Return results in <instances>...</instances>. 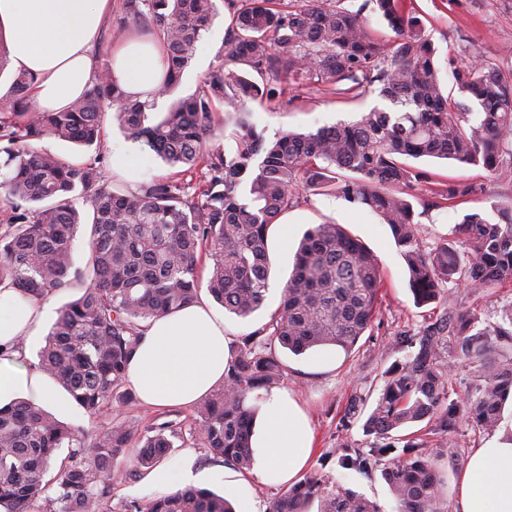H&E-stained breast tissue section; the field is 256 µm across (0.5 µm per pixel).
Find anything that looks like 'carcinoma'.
Here are the masks:
<instances>
[{"label":"carcinoma","instance_id":"carcinoma-1","mask_svg":"<svg viewBox=\"0 0 512 512\" xmlns=\"http://www.w3.org/2000/svg\"><path fill=\"white\" fill-rule=\"evenodd\" d=\"M393 35H372L361 11L336 0H224L231 22L225 61L197 89L172 103L158 121L153 106L129 98L106 70L60 112H36L33 75L15 72L0 97V291L41 301L73 284L83 293L57 311L38 373L53 379L90 416L133 402L129 361L150 323L194 303L205 288L224 310L246 318L264 305L270 286V227L298 203V190L339 196L388 225L409 274L417 305L437 302L441 285L463 277L492 288L512 282V207L462 215L452 243L426 249L408 191L430 183L409 160L451 159L480 166L495 181L512 180V74L490 59L477 65L448 57L453 87L480 117L460 111L445 88L435 48L405 0H372ZM117 44L129 25L156 30L167 68L158 94L171 96L195 57L202 32L218 14L215 0H122ZM350 82L377 87L383 101L348 124L272 139L251 122V104L271 103L290 87L311 84L336 93ZM224 105V136L234 149L208 146L216 104ZM147 147L169 173L116 187L104 172L102 116ZM47 138L90 155L65 159L37 147ZM485 194L484 184L450 181L433 206L456 207ZM89 257L74 267L79 228ZM210 260L202 282L200 260ZM378 258L342 225L308 228L278 309L231 350L224 385L197 403L193 421L148 425L111 420L88 432L69 426L30 399L0 407V509L4 512H233L214 492L195 487L112 506L114 466L130 457L135 476L153 470L179 441L210 449L250 469L258 406L251 398L277 386L284 368L279 344L295 355L354 347L378 310ZM453 341L474 365L475 385L461 403L448 402ZM404 362L383 372L384 384L363 423L366 448H343L345 470L380 471L398 512H444V481L420 425L451 443L465 419L496 430L512 394V309L502 321L476 312H443L423 330ZM68 449L54 476L55 452ZM378 512L368 499L339 489L325 475L281 492L269 512Z\"/></svg>","mask_w":512,"mask_h":512}]
</instances>
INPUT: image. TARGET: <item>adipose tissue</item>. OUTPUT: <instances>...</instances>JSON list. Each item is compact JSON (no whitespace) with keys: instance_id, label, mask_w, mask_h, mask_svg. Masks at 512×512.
<instances>
[{"instance_id":"obj_1","label":"adipose tissue","mask_w":512,"mask_h":512,"mask_svg":"<svg viewBox=\"0 0 512 512\" xmlns=\"http://www.w3.org/2000/svg\"><path fill=\"white\" fill-rule=\"evenodd\" d=\"M113 7L114 0H0V51L9 68L35 75L37 110H65L103 68L127 95L153 102L164 71L162 44L133 37L101 55L98 33ZM50 312L47 303L12 293L0 297V344L10 348L0 354V406L28 397L52 400V388L12 348L17 339L38 335ZM228 358L224 318L202 300L150 324L127 381L146 405L191 406L223 385ZM261 423L254 477L265 485L294 484L312 454L306 414L287 392L273 390L265 396ZM452 491L453 512H512V431L471 449Z\"/></svg>"}]
</instances>
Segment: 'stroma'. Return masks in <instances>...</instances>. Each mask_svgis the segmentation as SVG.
Listing matches in <instances>:
<instances>
[{
  "instance_id": "obj_1",
  "label": "stroma",
  "mask_w": 512,
  "mask_h": 512,
  "mask_svg": "<svg viewBox=\"0 0 512 512\" xmlns=\"http://www.w3.org/2000/svg\"><path fill=\"white\" fill-rule=\"evenodd\" d=\"M413 6L432 36L440 70H447V58L452 54L467 61L489 57L503 71L512 70V51L508 54L503 51L504 46L512 48V0H413ZM229 21L227 9H220L183 74L179 95L193 93L203 75L221 60L226 51L224 35ZM379 102L374 91L366 90L357 96L325 95L308 88H291L271 104L255 106L252 120L270 137L288 130L310 132L354 120L360 112ZM418 166L431 173L434 184L467 179L486 184L488 192L487 197L454 208L427 209L423 202L429 199L430 193L426 186H416L414 205L419 234L426 247H435L451 238L464 212L484 210L494 202L512 204V184L489 181L483 169L438 159L421 160ZM328 218L344 224L352 237L378 257L382 272L379 311L351 352L328 346L296 356L282 347H275L274 352L285 371L280 388L288 392L310 420L313 454L308 473L329 475L337 486L375 502L380 512H396V503L380 473L341 469L336 463L337 449L366 447L368 438L362 425L382 387V374L392 364L406 359L410 339L420 336L423 328L446 309L461 312L477 308L486 321H499L504 310L512 307V283L482 290L455 279L443 284L441 303L416 307L405 264L388 225L382 224L372 212L356 208L341 197L307 193L301 195L298 206L290 210L287 227L276 224L270 229L273 272L264 307L245 319L225 316L224 333L230 342H237L268 321L281 301L298 241L311 225ZM190 452L195 455L197 487L239 503L243 512H250L254 507L259 512H267L278 494L277 488L261 485L253 479L245 480L243 472L225 464L209 449L174 448L165 456L163 464L171 472H178Z\"/></svg>"
}]
</instances>
